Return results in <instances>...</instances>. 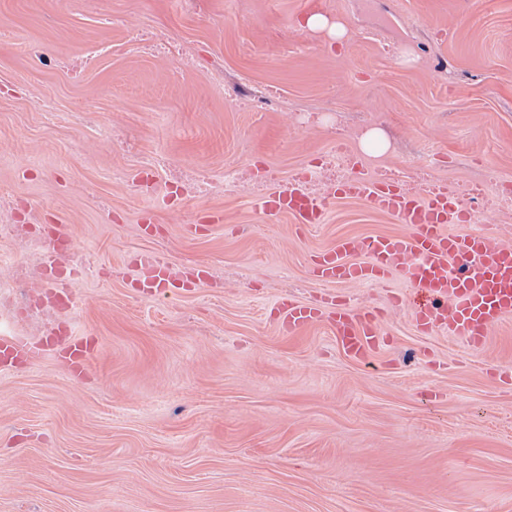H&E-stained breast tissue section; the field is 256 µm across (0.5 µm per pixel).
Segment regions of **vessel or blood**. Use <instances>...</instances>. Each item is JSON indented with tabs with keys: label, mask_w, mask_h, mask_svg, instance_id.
<instances>
[{
	"label": "vessel or blood",
	"mask_w": 512,
	"mask_h": 512,
	"mask_svg": "<svg viewBox=\"0 0 512 512\" xmlns=\"http://www.w3.org/2000/svg\"><path fill=\"white\" fill-rule=\"evenodd\" d=\"M296 192L291 183L270 191L268 202L260 206L264 222H279L290 213L296 222L307 223L308 211H290L283 202L284 196ZM335 195L366 200L411 230L360 243L341 240L315 258L319 282L330 287L402 275L409 285L407 296L417 328L424 333L446 328L473 349L483 347L490 330L512 316V246L491 245L481 233H447V225L476 220L475 212L462 208L447 188L437 186L420 195L402 191L389 180L361 175L338 185ZM359 252L364 255L360 261L355 258ZM136 266L146 294L182 295L183 285L165 256L138 253ZM323 320L333 324L345 350L359 362L369 363L378 352L381 338L375 311L350 309L330 291L310 303L289 301L282 309L280 327L294 334Z\"/></svg>",
	"instance_id": "obj_1"
}]
</instances>
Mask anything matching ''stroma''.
Here are the masks:
<instances>
[{
  "label": "stroma",
  "mask_w": 512,
  "mask_h": 512,
  "mask_svg": "<svg viewBox=\"0 0 512 512\" xmlns=\"http://www.w3.org/2000/svg\"><path fill=\"white\" fill-rule=\"evenodd\" d=\"M313 13L345 40L299 28ZM1 32L0 194L66 225L87 273L56 322L91 354L73 376L0 309V334L35 345L0 367V512H512V318L477 351L420 332L397 275L336 289L382 312L371 364L327 322L284 334L319 252L408 227L348 199L266 224L235 180L342 145L404 184L512 185V0H0ZM176 169L216 191L165 202ZM470 207L454 233L512 245V210ZM148 249L214 287L139 295Z\"/></svg>",
  "instance_id": "1"
}]
</instances>
